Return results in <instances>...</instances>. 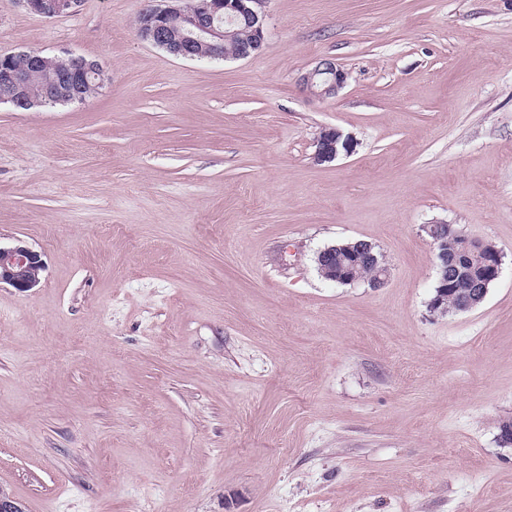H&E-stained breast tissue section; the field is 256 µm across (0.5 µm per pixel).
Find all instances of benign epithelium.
<instances>
[{
	"mask_svg": "<svg viewBox=\"0 0 512 512\" xmlns=\"http://www.w3.org/2000/svg\"><path fill=\"white\" fill-rule=\"evenodd\" d=\"M26 9L43 18L70 14L80 0H21ZM264 0H195V7L188 10L184 0H161L151 6L138 19L139 37L155 47L164 48L176 57L192 59L198 51L212 48L224 41L235 46L230 58H247L263 47ZM29 69L19 70L9 64L12 56H0V85L11 90L1 102L12 103L29 110L43 106L48 101L82 100V82L92 75L104 79L99 64L83 56L68 53V64L59 67L54 59L40 50L29 49L20 53ZM47 71L51 79L37 93L28 90L29 70ZM348 78L347 72L332 59L319 61L302 76L306 90L315 96L328 99L338 95ZM313 158L318 163L335 161L341 155H350L356 141L337 128H324L314 142ZM422 229L431 239L436 251V266L441 288H448V244L454 238L450 224H424ZM357 260L376 270V276L367 281L373 288L384 284L387 267L379 264L371 252V245L350 247ZM483 261L489 272L488 279L477 285L461 299L462 307L469 309L487 295V285L497 280L501 273L502 253L489 241L481 242ZM45 269L42 254L18 242L9 247L0 246V285L7 284L20 293L39 287Z\"/></svg>",
	"mask_w": 512,
	"mask_h": 512,
	"instance_id": "7a95c632",
	"label": "benign epithelium"
}]
</instances>
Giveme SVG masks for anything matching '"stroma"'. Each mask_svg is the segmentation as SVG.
<instances>
[{
	"label": "stroma",
	"instance_id": "stroma-1",
	"mask_svg": "<svg viewBox=\"0 0 512 512\" xmlns=\"http://www.w3.org/2000/svg\"><path fill=\"white\" fill-rule=\"evenodd\" d=\"M155 0L46 19L0 55L97 60L98 93L0 103V491L24 512H512V0H266L246 59L137 35ZM348 74L331 99L301 77ZM353 154L313 160L322 128ZM425 224L493 242L439 315ZM365 240L386 283L323 279ZM348 78L347 72L332 59L319 61L302 76L306 90L315 96L328 99L336 97ZM44 269L42 254L22 241L9 247L0 245V285L7 284L19 293L30 292L39 287Z\"/></svg>",
	"mask_w": 512,
	"mask_h": 512
}]
</instances>
